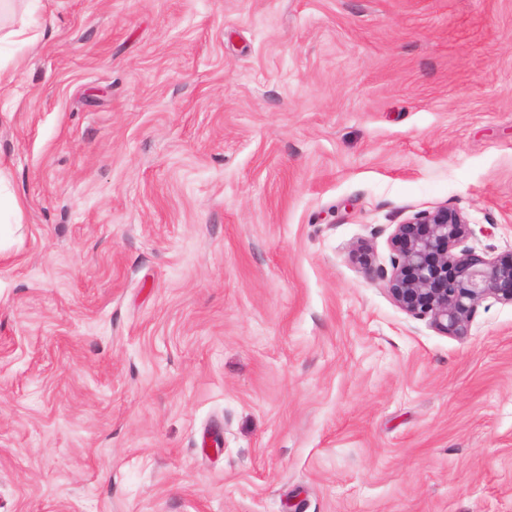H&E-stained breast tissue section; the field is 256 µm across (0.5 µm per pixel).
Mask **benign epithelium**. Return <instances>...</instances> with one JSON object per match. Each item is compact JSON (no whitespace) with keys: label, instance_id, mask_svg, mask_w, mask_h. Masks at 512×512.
I'll return each mask as SVG.
<instances>
[{"label":"benign epithelium","instance_id":"obj_1","mask_svg":"<svg viewBox=\"0 0 512 512\" xmlns=\"http://www.w3.org/2000/svg\"><path fill=\"white\" fill-rule=\"evenodd\" d=\"M468 217L439 207L413 213L390 235L389 266L359 250L365 273L379 282L393 303L453 337L470 334L478 307L487 300L512 305V254L490 257L468 245Z\"/></svg>","mask_w":512,"mask_h":512}]
</instances>
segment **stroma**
Wrapping results in <instances>:
<instances>
[{"label": "stroma", "instance_id": "stroma-1", "mask_svg": "<svg viewBox=\"0 0 512 512\" xmlns=\"http://www.w3.org/2000/svg\"><path fill=\"white\" fill-rule=\"evenodd\" d=\"M0 512H512V306L394 305L395 224L512 251V0H16Z\"/></svg>", "mask_w": 512, "mask_h": 512}]
</instances>
